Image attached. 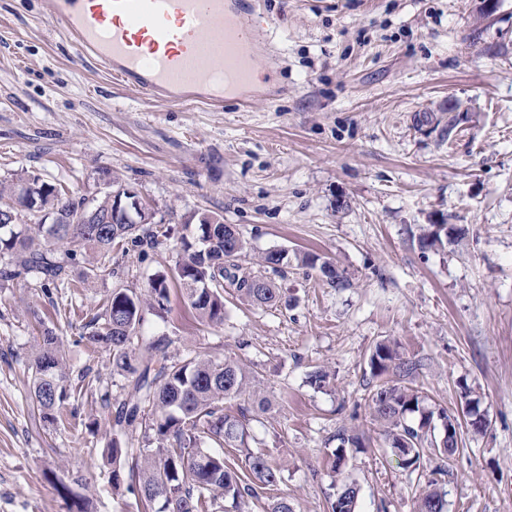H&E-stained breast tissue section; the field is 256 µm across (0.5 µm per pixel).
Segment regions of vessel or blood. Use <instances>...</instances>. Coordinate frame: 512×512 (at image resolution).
Listing matches in <instances>:
<instances>
[{
  "mask_svg": "<svg viewBox=\"0 0 512 512\" xmlns=\"http://www.w3.org/2000/svg\"><path fill=\"white\" fill-rule=\"evenodd\" d=\"M78 60L164 104L217 105L268 77L253 0H44Z\"/></svg>",
  "mask_w": 512,
  "mask_h": 512,
  "instance_id": "obj_1",
  "label": "vessel or blood"
}]
</instances>
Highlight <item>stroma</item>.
<instances>
[{
	"mask_svg": "<svg viewBox=\"0 0 512 512\" xmlns=\"http://www.w3.org/2000/svg\"><path fill=\"white\" fill-rule=\"evenodd\" d=\"M257 2L276 27L271 97L215 111L139 97L75 62L40 0H0V180L31 175L92 198L117 177L150 204L148 231L171 230L114 251L90 280V254L45 291L33 272L0 280V512H67L56 475L82 477L92 512H137L112 495L101 406L102 392L116 404L132 384L78 336L112 289L144 294L174 269L194 212L223 216L250 257L286 250L273 277L283 301H241L228 284L224 321L209 324L174 294L143 333L170 336L171 360L198 351L249 373L269 401L249 405V445L281 469L277 496L327 512L341 477L360 489L356 512H418L426 489L445 492L448 512H512V0L488 17L482 0ZM430 224L460 233L424 251ZM301 252L348 287L298 263ZM41 321L63 340L68 373L89 365L103 383L52 425L29 400ZM390 338L421 360L413 385L426 407L455 411L468 389L486 411L454 456L413 470L388 450L370 416L368 357ZM319 368L331 386L309 384ZM343 428L361 445L338 477Z\"/></svg>",
	"mask_w": 512,
	"mask_h": 512,
	"instance_id": "35a3bbf8",
	"label": "stroma"
}]
</instances>
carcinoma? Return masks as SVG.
I'll use <instances>...</instances> for the list:
<instances>
[{"mask_svg": "<svg viewBox=\"0 0 512 512\" xmlns=\"http://www.w3.org/2000/svg\"><path fill=\"white\" fill-rule=\"evenodd\" d=\"M31 178L20 177L0 182V213L21 216V212L42 214L37 224L0 223V255H12L10 265L0 268V279L11 280L19 271L41 276L40 288L67 276V262L85 253L101 263L112 262V251L144 243L140 225L112 223V195H125L117 186L102 199L72 197L54 185L39 183L36 204L31 207L23 188ZM209 217L194 213L186 226H195L197 236L181 240V254L174 270L156 275L149 282V293L156 304L127 288H116L106 298L101 313L85 323L81 334L92 347L109 353L112 372L133 378L132 395L118 403L112 421V444L107 456L112 463V491L134 496L137 507L148 512H225L224 501L251 495L256 489L272 491L280 481V469L267 455L248 445L246 408L234 415L224 409L227 399L255 395L250 377L235 361H215L199 353L182 360L167 357L153 361L141 350L160 352L172 340L168 336L146 338L140 335L146 314L160 315L170 287L177 285L198 315L212 323L224 322V281L236 286L239 296L258 305H272L279 298L269 273L282 272L285 256L267 251L251 265H243L247 243L239 236L209 241ZM455 228L433 224L419 238L422 249L444 247ZM421 361L407 358L396 341L375 345L369 358L371 376H395L375 386L372 416L381 427L391 452L403 453L407 467L420 462L422 448L458 449L462 439L439 440L432 432L440 423L452 434L464 430L460 418L444 408L427 409L411 381L421 369ZM32 381L29 399L44 424L53 425L61 409L70 405L76 415L79 399L94 384L101 382L88 366L70 379L65 372V350L55 332L46 328L31 362ZM418 415L415 423L407 417ZM142 438L156 447H136ZM338 447L333 452L331 469L342 472L341 461L348 448L359 447V437L341 429L336 434ZM221 451L211 450V446ZM58 491L65 499L67 512H91L89 500L61 479ZM359 488L342 483L330 503L343 502L345 512H355ZM445 494L428 490L421 495V512H446Z\"/></svg>", "mask_w": 512, "mask_h": 512, "instance_id": "carcinoma-1", "label": "carcinoma"}]
</instances>
